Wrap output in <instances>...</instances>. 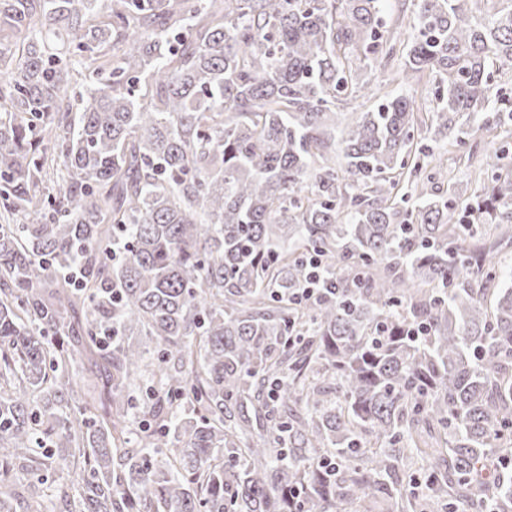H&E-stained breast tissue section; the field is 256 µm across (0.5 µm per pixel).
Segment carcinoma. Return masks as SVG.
<instances>
[{"instance_id": "1", "label": "carcinoma", "mask_w": 512, "mask_h": 512, "mask_svg": "<svg viewBox=\"0 0 512 512\" xmlns=\"http://www.w3.org/2000/svg\"><path fill=\"white\" fill-rule=\"evenodd\" d=\"M411 4L0 0V512L46 446L58 512H512V154L336 111L512 127V0ZM365 78H369L374 84L380 85L382 94H386V97L388 98L399 93H407L410 96H413L416 99V104L420 112H424L423 118L426 119L428 123L427 118L431 116L428 112H430L435 106V101L432 95V78L427 74L422 76V78L417 83L413 84L412 87H401L397 83L391 82L387 71L380 68L368 71L365 74ZM496 137H488L484 132H479L477 135L470 139L469 145L472 146L471 151L462 152L456 147L448 145V152L444 155V162L448 167V187H454L456 192L460 191L470 194L472 191H479L486 182V176L479 174L476 159L483 153L489 146V142L493 141L498 146L501 141L503 144L507 142L511 146L512 137L511 130L504 132L503 129H498L494 132ZM474 155L471 161H468V155ZM477 156V158H475ZM58 460L59 458L57 455H55L52 459L44 460L45 467L43 468L46 469L49 474L47 482L43 485H40V487L44 490L45 494L48 495L46 504L50 507H52L50 500H52L54 503L56 502L54 496L57 493V489L60 486L66 484L70 485L71 481H73L75 478L71 471L62 468L57 464Z\"/></svg>"}]
</instances>
